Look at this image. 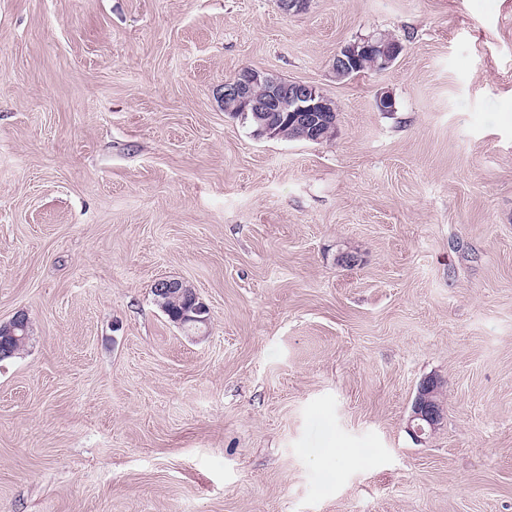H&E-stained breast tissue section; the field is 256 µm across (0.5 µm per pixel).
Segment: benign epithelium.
I'll list each match as a JSON object with an SVG mask.
<instances>
[{"label":"benign epithelium","mask_w":512,"mask_h":512,"mask_svg":"<svg viewBox=\"0 0 512 512\" xmlns=\"http://www.w3.org/2000/svg\"><path fill=\"white\" fill-rule=\"evenodd\" d=\"M403 51L397 42H389L384 35H372L359 41L342 46L332 61V70L350 75L357 70L362 57L373 59V70L381 72L389 69ZM263 83L266 94L263 97L254 94L255 85ZM224 97L236 102L238 111L251 112L259 121L261 132L270 138L279 136V112L294 115L298 138L310 142H319V129L313 121V113L330 112L332 108L322 90L309 83L290 81L288 83L271 80L264 72L246 68L231 80L224 83ZM185 288L182 281L160 279L154 283L153 293L156 299L170 292ZM438 383L429 379L420 385L408 419V433L418 442L424 440L443 418V406L437 401Z\"/></svg>","instance_id":"7a95c632"}]
</instances>
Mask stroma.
<instances>
[{
    "label": "stroma",
    "instance_id": "1",
    "mask_svg": "<svg viewBox=\"0 0 512 512\" xmlns=\"http://www.w3.org/2000/svg\"><path fill=\"white\" fill-rule=\"evenodd\" d=\"M379 32L393 66L337 79ZM246 66L317 85L333 138L254 136L224 110ZM19 312L0 512H512V0H0ZM402 51L400 43H390L382 34L372 35L342 46L333 58L332 70L348 76L358 69L357 63L362 56H368L374 61L372 71H385L395 63ZM27 318L28 316L25 313L21 312L14 315L8 321H0V329L2 328V333L4 331L6 334L12 335L14 337L15 331L19 329L16 334L17 336L20 337L18 339H11V341H9L10 345L13 348L14 354L7 358L1 359V362L16 357L20 353V351L23 350L26 343L28 342L30 337V326L28 327L27 332L25 333L26 335H24L23 331H20L21 329L25 328L27 324ZM437 392L438 383L433 379L420 385L407 423L408 433L417 442H423L443 418V406L436 399Z\"/></svg>",
    "mask_w": 512,
    "mask_h": 512
}]
</instances>
